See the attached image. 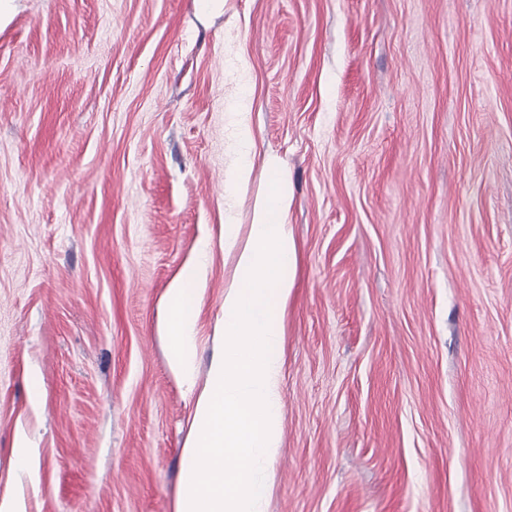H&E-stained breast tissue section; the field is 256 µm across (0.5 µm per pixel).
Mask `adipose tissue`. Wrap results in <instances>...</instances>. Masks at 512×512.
Returning a JSON list of instances; mask_svg holds the SVG:
<instances>
[{"label":"adipose tissue","mask_w":512,"mask_h":512,"mask_svg":"<svg viewBox=\"0 0 512 512\" xmlns=\"http://www.w3.org/2000/svg\"><path fill=\"white\" fill-rule=\"evenodd\" d=\"M236 158L224 175L232 193L251 180V112L239 101L229 115ZM270 177L250 224L224 226L234 264L224 290L223 330L204 384H197V325L206 292L207 250L185 264L166 295L170 366L194 390L189 433L173 512H266L282 435V323L295 285L297 246L288 222L290 196L280 160L265 159Z\"/></svg>","instance_id":"1"}]
</instances>
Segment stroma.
I'll return each mask as SVG.
<instances>
[{
	"instance_id": "stroma-1",
	"label": "stroma",
	"mask_w": 512,
	"mask_h": 512,
	"mask_svg": "<svg viewBox=\"0 0 512 512\" xmlns=\"http://www.w3.org/2000/svg\"><path fill=\"white\" fill-rule=\"evenodd\" d=\"M243 90L256 147L235 201ZM269 154L298 265L267 512H512V0H11L0 498L173 512L193 399L166 289L208 241L206 376L224 214L249 223Z\"/></svg>"
}]
</instances>
